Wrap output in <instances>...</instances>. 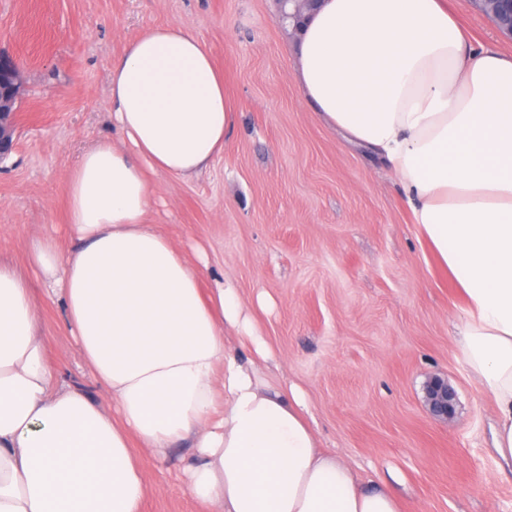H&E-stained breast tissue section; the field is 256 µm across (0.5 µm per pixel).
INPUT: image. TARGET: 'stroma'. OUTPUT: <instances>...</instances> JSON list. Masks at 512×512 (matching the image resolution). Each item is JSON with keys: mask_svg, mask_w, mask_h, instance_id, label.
<instances>
[{"mask_svg": "<svg viewBox=\"0 0 512 512\" xmlns=\"http://www.w3.org/2000/svg\"><path fill=\"white\" fill-rule=\"evenodd\" d=\"M450 5L473 42L512 54V39L469 0ZM172 22L207 44L239 115L198 177H154L153 223L180 247L203 242L211 268L233 280L270 349L266 379L301 392L321 448L388 485L402 512H512L494 403L461 351L458 290L390 168L308 110L276 0H0V53L25 72L15 145L0 160V256L26 266L37 234L72 247L67 177L112 133V58ZM40 305L52 366L100 397L58 302ZM436 377L456 393L446 421L424 399ZM135 453L155 485L143 512H203L180 453Z\"/></svg>", "mask_w": 512, "mask_h": 512, "instance_id": "1", "label": "stroma"}]
</instances>
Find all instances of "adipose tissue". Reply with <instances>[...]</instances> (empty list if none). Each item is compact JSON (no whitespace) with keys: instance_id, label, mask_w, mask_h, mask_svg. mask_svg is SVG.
Returning <instances> with one entry per match:
<instances>
[{"instance_id":"ef3b65f1","label":"adipose tissue","mask_w":512,"mask_h":512,"mask_svg":"<svg viewBox=\"0 0 512 512\" xmlns=\"http://www.w3.org/2000/svg\"><path fill=\"white\" fill-rule=\"evenodd\" d=\"M293 76L318 120L395 174L460 291L462 349L512 461V54L475 46L446 0H319ZM109 105L111 136L68 175L74 247L38 235L29 270L0 258V512H143L136 444L161 462L189 448L187 486L210 512H401L264 381L265 345L203 249L187 256L150 221L152 176L206 170L235 125L207 45L176 23L143 30L112 60ZM33 274L104 400L50 368ZM232 333L257 362L238 361Z\"/></svg>"}]
</instances>
